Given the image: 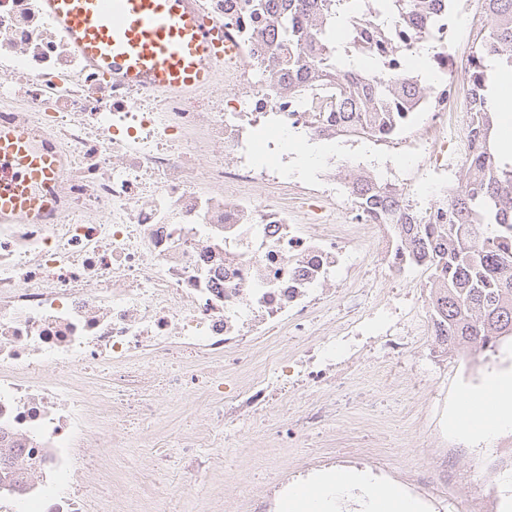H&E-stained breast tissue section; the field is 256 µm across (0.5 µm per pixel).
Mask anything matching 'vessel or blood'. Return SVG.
Segmentation results:
<instances>
[{"mask_svg":"<svg viewBox=\"0 0 512 512\" xmlns=\"http://www.w3.org/2000/svg\"><path fill=\"white\" fill-rule=\"evenodd\" d=\"M47 16L100 72L167 93L203 88L221 57L190 0H42ZM59 176L54 156L0 128V220L34 217Z\"/></svg>","mask_w":512,"mask_h":512,"instance_id":"obj_1","label":"vessel or blood"}]
</instances>
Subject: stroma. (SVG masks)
Listing matches in <instances>:
<instances>
[{
	"mask_svg": "<svg viewBox=\"0 0 512 512\" xmlns=\"http://www.w3.org/2000/svg\"><path fill=\"white\" fill-rule=\"evenodd\" d=\"M456 11L461 20L455 31V49L472 52L480 30L490 28L494 19L483 9L482 0H457ZM358 157L364 172L376 175L407 194L419 210L441 202L436 190L438 175L430 168L408 159L404 144L382 142L362 137L357 143L344 138L314 142L307 164H288V178L315 186L316 174L329 158ZM365 287L371 288L374 300L387 301L392 291L401 288L415 298L402 326H410L414 318H429L430 301L426 287L431 272L423 267L409 268L400 277H391L381 253L372 243H364L349 258ZM474 372L480 383L512 376V339L503 343L497 352L462 354L449 353L437 357L432 339L421 341L416 350L396 364H385L373 354L361 356L352 367L342 371L343 382L366 392L367 399L354 406L349 415L340 418L338 428L351 433L355 442L378 451H389L396 468L412 465L435 468L436 462L421 458L415 451L418 437L425 436L434 448H460L457 459L460 467H468L475 458L512 448V427L492 438L484 439L459 430L453 420L457 397L465 387L462 376ZM192 406L190 399L176 400L167 423L144 426L139 439L131 441L105 466L112 473V489L121 501L123 512H167L168 505L152 496L145 483L152 470L150 441L166 427L183 426L186 435L195 436L205 427L203 416H196L191 426H184L183 417ZM281 411H274L264 427L246 421H234L224 426V453L211 461L214 470L225 473L227 481L204 486L197 499L181 503L179 512H226L229 497L241 488L259 492L265 482L284 480L289 486L308 485L309 477L300 474L296 466L309 455L308 445L292 450L275 447L273 432L282 420Z\"/></svg>",
	"mask_w": 512,
	"mask_h": 512,
	"instance_id": "stroma-1",
	"label": "stroma"
}]
</instances>
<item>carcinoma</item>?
<instances>
[{"label":"carcinoma","instance_id":"carcinoma-1","mask_svg":"<svg viewBox=\"0 0 512 512\" xmlns=\"http://www.w3.org/2000/svg\"><path fill=\"white\" fill-rule=\"evenodd\" d=\"M376 3L383 28L424 15L442 0H280L279 42L288 43V73L312 74L336 92V121L369 137L396 132L392 110L412 108L411 91L425 90L411 72L378 76L355 67L336 34L350 29ZM494 24L480 33L465 70L474 121L467 131L472 152L468 177L448 196V222H433L400 200L401 193L372 177L349 187L353 204L381 224L398 225L409 263L432 271L436 294L431 321L449 351H495L512 337V164H501L493 143L497 112L488 105L494 70L512 71V0H483Z\"/></svg>","mask_w":512,"mask_h":512}]
</instances>
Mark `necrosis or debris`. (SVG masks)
I'll return each instance as SVG.
<instances>
[{
	"label": "necrosis or debris",
	"instance_id": "obj_1",
	"mask_svg": "<svg viewBox=\"0 0 512 512\" xmlns=\"http://www.w3.org/2000/svg\"><path fill=\"white\" fill-rule=\"evenodd\" d=\"M218 38L234 47L209 86L166 94L104 76L44 12L42 0H0V125L22 126L52 151L61 173L57 204L31 222L0 223V449L24 483L0 482V512H88L85 473H104L134 422L159 423L176 396H199L210 453L224 448V425L267 421L291 387L331 385L337 349H379L385 361L410 354L413 337L391 322L403 308L366 303L349 256L381 244L389 273L407 265L393 227L352 208L336 217L344 170L324 167V186L292 185L291 200L259 199L257 184L281 174L258 164L253 133L335 137L336 98L314 82L288 87V53L277 49L274 0L253 13L249 0H195ZM357 19L349 45L385 46L386 69L406 68L415 49L405 24L369 40ZM454 14L421 29L440 73L465 69L452 48ZM465 91L447 84L418 92L403 127H414L418 159L453 167L471 146ZM339 329L321 318L328 296ZM306 342L279 360L273 377H254L228 395L271 335ZM325 400L280 424L274 441L294 448L300 431L339 416Z\"/></svg>",
	"mask_w": 512,
	"mask_h": 512
}]
</instances>
